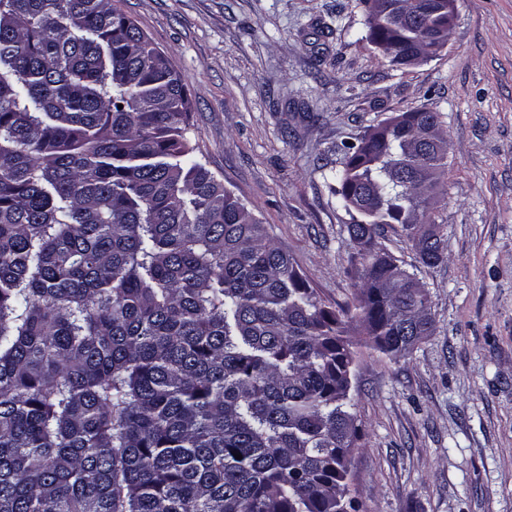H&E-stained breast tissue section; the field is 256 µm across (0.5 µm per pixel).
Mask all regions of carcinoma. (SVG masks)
Masks as SVG:
<instances>
[{
    "mask_svg": "<svg viewBox=\"0 0 512 512\" xmlns=\"http://www.w3.org/2000/svg\"><path fill=\"white\" fill-rule=\"evenodd\" d=\"M116 2L0 0V512H351L343 376L357 345L409 356L429 294L393 259L319 300L193 159L182 79ZM362 2L387 56L448 24ZM410 115L334 191L354 240L398 224L431 266L448 141Z\"/></svg>",
    "mask_w": 512,
    "mask_h": 512,
    "instance_id": "1",
    "label": "carcinoma"
}]
</instances>
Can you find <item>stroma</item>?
I'll list each match as a JSON object with an SVG mask.
<instances>
[{"label":"stroma","instance_id":"obj_1","mask_svg":"<svg viewBox=\"0 0 512 512\" xmlns=\"http://www.w3.org/2000/svg\"><path fill=\"white\" fill-rule=\"evenodd\" d=\"M180 74L194 158L264 225L325 303L360 294L343 147L385 118L442 114L448 177L424 265L400 225L379 241L426 285L411 355L359 349L358 512H512V0H457L447 45L411 67L368 41L360 0H120Z\"/></svg>","mask_w":512,"mask_h":512}]
</instances>
